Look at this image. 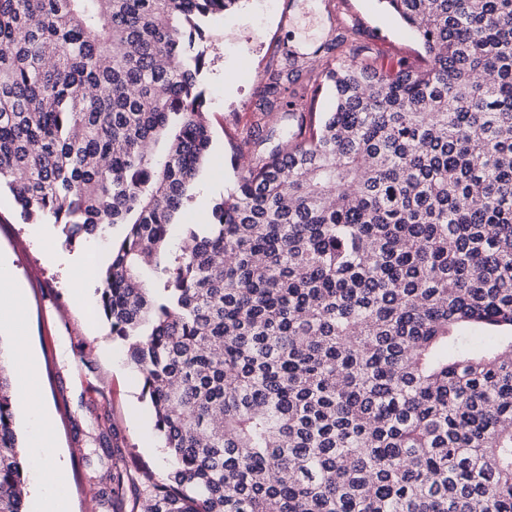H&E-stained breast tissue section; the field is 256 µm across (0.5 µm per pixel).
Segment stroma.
Returning <instances> with one entry per match:
<instances>
[{
	"label": "stroma",
	"instance_id": "obj_1",
	"mask_svg": "<svg viewBox=\"0 0 512 512\" xmlns=\"http://www.w3.org/2000/svg\"><path fill=\"white\" fill-rule=\"evenodd\" d=\"M207 28L199 80L213 140L192 198L178 217L182 224L210 221L214 203L236 179L233 147L246 132L263 130L278 143L297 131L301 118L315 120L333 108L331 90L315 86L311 75L347 60V46L333 44L338 35L354 32L363 58L378 67H417L424 54L416 34L380 0H243ZM290 51L299 55V77L288 88H272L271 78L286 67ZM293 94L306 103L303 115L285 106ZM37 229L22 222L12 195L1 192L0 253L11 255L12 273L25 285L22 334L41 360L28 405L15 407L26 480L35 482L37 473L26 409L42 405L49 411L44 431L68 465L63 512H85L88 491L97 490V476L113 457L123 461L127 497L135 499L146 475L161 478L170 468L151 405L141 394L139 375L126 363L123 344L87 310L98 302L96 289L87 290L86 304L76 303L68 269L50 257L54 250L71 255L91 246L101 268L111 259L110 239L89 237L69 246L59 226H51L45 237Z\"/></svg>",
	"mask_w": 512,
	"mask_h": 512
}]
</instances>
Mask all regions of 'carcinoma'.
I'll return each mask as SVG.
<instances>
[{"instance_id":"cac0c4a2","label":"carcinoma","mask_w":512,"mask_h":512,"mask_svg":"<svg viewBox=\"0 0 512 512\" xmlns=\"http://www.w3.org/2000/svg\"><path fill=\"white\" fill-rule=\"evenodd\" d=\"M241 2L0 0V187L68 245L123 226L98 313L170 457L148 512H512V0H383L427 64L319 73L335 109L174 247L203 24ZM14 407L0 373L29 512Z\"/></svg>"}]
</instances>
